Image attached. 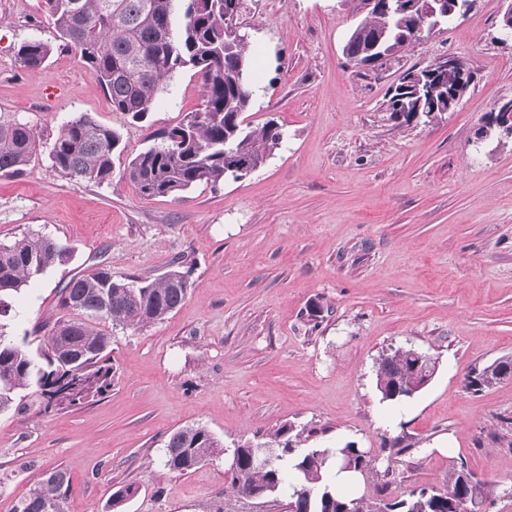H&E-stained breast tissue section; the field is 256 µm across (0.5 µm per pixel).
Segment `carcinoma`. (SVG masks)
<instances>
[{
	"label": "carcinoma",
	"mask_w": 512,
	"mask_h": 512,
	"mask_svg": "<svg viewBox=\"0 0 512 512\" xmlns=\"http://www.w3.org/2000/svg\"><path fill=\"white\" fill-rule=\"evenodd\" d=\"M411 0H389V11H377L358 0L361 20L343 47L346 60L376 64L375 57L396 59L422 37ZM59 37L75 49L112 111L133 122L143 121L173 76L184 69L201 81L203 104L175 125L150 137L151 144L130 158L123 175L144 200L183 198L199 186L250 174L244 165H263L282 147L285 133L274 119L247 120L258 80L249 40L229 36V20L243 0H46ZM52 53L41 40L23 42L17 56L22 66L40 68ZM385 111L390 119L411 125L436 117L448 108V86L436 79L421 86V95L402 82L388 88ZM438 103L437 110L419 108L420 97ZM36 133L26 123L0 122V176L22 172L36 154ZM121 135L81 113L69 120L49 148L52 165L87 183L110 181L114 157L121 156ZM71 248L40 233L27 232L0 242V318L9 313L5 299L30 279L64 262ZM188 273L170 269L148 280L114 275L98 264L72 276L58 296L60 316L35 325V349L28 336L17 340L0 333V412L35 404L42 414L83 406L112 385V332L137 330L165 321L186 300ZM414 350L399 348L378 363L377 389L383 401H405L411 390L394 396L396 380L415 373ZM512 379V362L491 363L472 375L467 388L479 393ZM301 434L285 423L269 441L242 446L240 471L232 477L238 494L287 500V512H478L495 493V485L477 482L472 501L464 465L448 470L440 488H422L406 498L374 507L361 497L342 496L326 478L329 466L362 472L371 466L368 452L349 442L342 448L298 449ZM217 438L200 424L173 431L165 444L164 467L186 474L220 453ZM70 478L56 469L17 502L14 512H66Z\"/></svg>",
	"instance_id": "1"
}]
</instances>
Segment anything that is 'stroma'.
Wrapping results in <instances>:
<instances>
[{
    "mask_svg": "<svg viewBox=\"0 0 512 512\" xmlns=\"http://www.w3.org/2000/svg\"><path fill=\"white\" fill-rule=\"evenodd\" d=\"M354 7L245 0L240 20L260 69L251 119L275 118L285 145L245 179L144 200L123 159L108 183H79L47 147L87 112L133 156L151 132L200 108V80L178 72L147 120L130 123L59 38L44 0H0V121L28 124L42 143L22 173L0 176V241L38 231L72 249L10 298L7 335L58 317L61 285L100 262L152 279L176 259L192 283L164 322L115 332L112 387L91 404L0 413V512L55 469L70 478L67 512H115L109 497L126 484L137 492L116 512H284L237 494L231 463L237 446L285 423L308 448L367 450L357 493L368 501L443 486L457 463L495 484L486 512H512V380L465 388L472 372L512 356V139L475 138L512 98L505 2L472 0L379 80L345 63ZM32 39L53 48L38 69L16 58ZM449 53L477 75L457 108L390 121L387 87ZM410 347L435 359L433 379L407 401L382 400V355ZM193 424L223 451L169 473L165 442Z\"/></svg>",
    "mask_w": 512,
    "mask_h": 512,
    "instance_id": "1",
    "label": "stroma"
}]
</instances>
